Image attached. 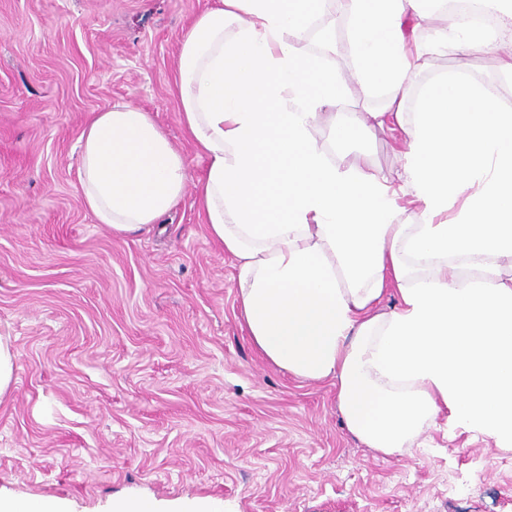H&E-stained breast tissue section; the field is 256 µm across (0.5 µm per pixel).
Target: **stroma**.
Returning a JSON list of instances; mask_svg holds the SVG:
<instances>
[{
	"mask_svg": "<svg viewBox=\"0 0 512 512\" xmlns=\"http://www.w3.org/2000/svg\"><path fill=\"white\" fill-rule=\"evenodd\" d=\"M213 0H0V493L68 512L125 498L175 512H512V451L445 422L386 455L347 430L332 382L272 366L239 319L235 260L197 204L204 175L172 92L181 41ZM499 54H440L405 105L464 74L512 106ZM384 92L337 102L313 142L401 186V132L357 125ZM115 104L149 112L189 184L150 229L117 236L84 207L80 133ZM15 353L11 345L0 337V398L14 383Z\"/></svg>",
	"mask_w": 512,
	"mask_h": 512,
	"instance_id": "obj_1",
	"label": "stroma"
}]
</instances>
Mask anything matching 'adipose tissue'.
Returning <instances> with one entry per match:
<instances>
[{"label": "adipose tissue", "mask_w": 512, "mask_h": 512, "mask_svg": "<svg viewBox=\"0 0 512 512\" xmlns=\"http://www.w3.org/2000/svg\"><path fill=\"white\" fill-rule=\"evenodd\" d=\"M314 0H216L196 14L174 80L181 123L206 162L198 206L236 260L240 314L261 355L288 374L332 381L348 431L390 455L437 418L512 451V109L451 78L399 104L438 53H494L492 28L449 20L409 42L424 0H344L359 61L339 84L308 39ZM389 87L361 126L400 125L401 191L345 172L311 141L347 91ZM82 203L113 234L159 223L187 163L149 113H94L80 139ZM417 204L400 221V195ZM398 304L380 310L386 293Z\"/></svg>", "instance_id": "adipose-tissue-1"}]
</instances>
